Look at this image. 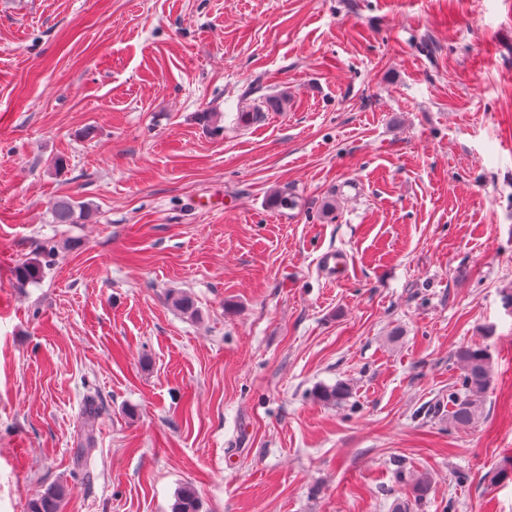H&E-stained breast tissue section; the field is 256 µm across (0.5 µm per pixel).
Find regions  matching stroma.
I'll return each instance as SVG.
<instances>
[{"instance_id": "obj_1", "label": "stroma", "mask_w": 512, "mask_h": 512, "mask_svg": "<svg viewBox=\"0 0 512 512\" xmlns=\"http://www.w3.org/2000/svg\"><path fill=\"white\" fill-rule=\"evenodd\" d=\"M511 293L512 0H0V512H512ZM49 212L51 223L54 224H82V221L88 220L92 215L87 205L72 197L54 200ZM455 357L462 376L461 388L453 395L451 418L459 425H468L479 416L491 387V357L480 346L462 347L456 351ZM64 486L53 484L47 486L44 491L30 501L29 512H62L64 499Z\"/></svg>"}]
</instances>
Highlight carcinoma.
<instances>
[{
  "label": "carcinoma",
  "instance_id": "obj_1",
  "mask_svg": "<svg viewBox=\"0 0 512 512\" xmlns=\"http://www.w3.org/2000/svg\"><path fill=\"white\" fill-rule=\"evenodd\" d=\"M51 223L80 224L91 217V211L84 203L71 197L54 200L50 205ZM15 276L18 284L36 283L43 277V267L38 262H25L16 267ZM172 304L183 314L192 316L196 306L188 294H174ZM455 357L460 364L462 376L461 388L453 395L452 420L459 425L472 423L480 414L485 396L492 384L491 357L480 346L462 347ZM346 396V389L340 385L322 386L317 389L316 397L326 402H336ZM64 486L53 484L30 501L29 512H62ZM171 512H201V502L196 492L184 487L177 493L171 506Z\"/></svg>",
  "mask_w": 512,
  "mask_h": 512
}]
</instances>
